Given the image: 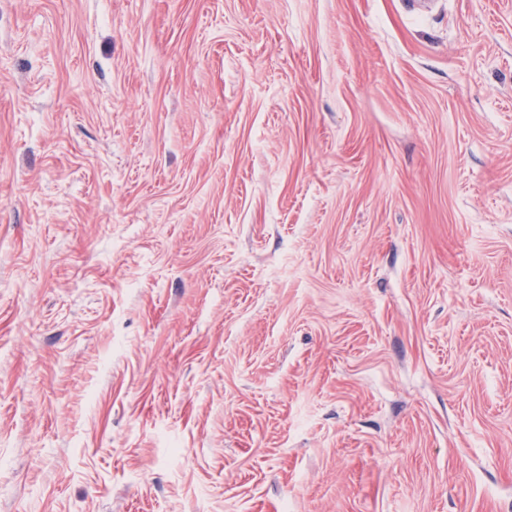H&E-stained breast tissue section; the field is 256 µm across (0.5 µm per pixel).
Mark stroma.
I'll return each mask as SVG.
<instances>
[{
    "mask_svg": "<svg viewBox=\"0 0 512 512\" xmlns=\"http://www.w3.org/2000/svg\"><path fill=\"white\" fill-rule=\"evenodd\" d=\"M0 512H512V0H0Z\"/></svg>",
    "mask_w": 512,
    "mask_h": 512,
    "instance_id": "stroma-1",
    "label": "stroma"
}]
</instances>
